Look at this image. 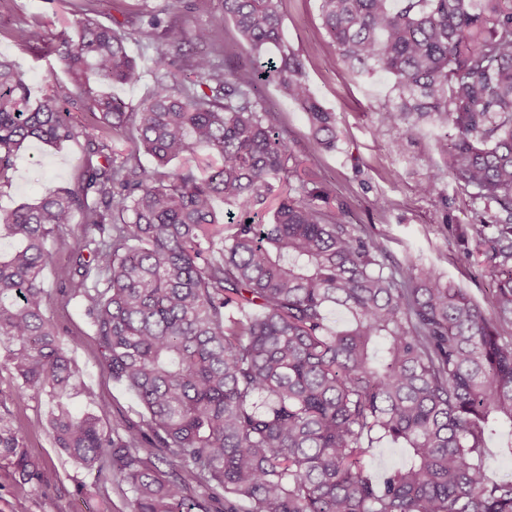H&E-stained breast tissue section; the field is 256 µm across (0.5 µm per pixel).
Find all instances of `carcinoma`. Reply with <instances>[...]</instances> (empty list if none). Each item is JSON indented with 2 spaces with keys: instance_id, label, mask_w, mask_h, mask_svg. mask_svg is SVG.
I'll return each mask as SVG.
<instances>
[{
  "instance_id": "cac0c4a2",
  "label": "carcinoma",
  "mask_w": 512,
  "mask_h": 512,
  "mask_svg": "<svg viewBox=\"0 0 512 512\" xmlns=\"http://www.w3.org/2000/svg\"><path fill=\"white\" fill-rule=\"evenodd\" d=\"M323 27L354 73L396 78L380 113L413 139L435 126L445 168L420 185L440 195L442 174L485 208L475 229L496 283L487 306L433 268L385 263L384 245L330 209L331 190L299 162L262 90L275 85L307 112L310 150L336 143V123L282 38L283 0H221L252 52V70L224 65L217 33L192 34L152 14L137 34L163 71L138 122L105 86L138 77L127 37L89 17L78 40L54 45L75 96L31 99L15 63L0 54V185L31 142L86 141L76 188L50 190L3 216L18 242L0 258V342L22 387L54 397L75 371L43 302L48 241L82 224L68 287L95 308L104 367L143 406L150 432L105 426L56 405L57 447L98 475L124 481L132 512H182L186 478L224 512H512V479L490 475L488 442L507 431L512 454V0H319ZM211 47L186 55L187 39ZM76 100L104 124L77 128ZM453 137H448V128ZM134 153L114 156L111 137ZM206 150L207 175L172 160ZM152 156L145 168L137 153ZM269 223L255 221L274 183ZM230 209L219 221L216 198ZM491 233H486V228ZM344 328L328 326L334 310ZM408 451L376 476L382 441ZM167 449L186 474L174 479L144 457ZM0 461L23 483L41 463L0 419Z\"/></svg>"
}]
</instances>
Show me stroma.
I'll return each mask as SVG.
<instances>
[{
	"label": "stroma",
	"mask_w": 512,
	"mask_h": 512,
	"mask_svg": "<svg viewBox=\"0 0 512 512\" xmlns=\"http://www.w3.org/2000/svg\"><path fill=\"white\" fill-rule=\"evenodd\" d=\"M158 12L181 19L186 30L217 28L224 58L238 71L251 69L253 56L232 22L225 20L220 0H0V54L21 70L33 96L66 88L70 79L53 53L54 36L71 29L74 18L88 15L111 25L128 39L139 76L131 84L113 87L128 111H139L149 98L154 76L147 50L135 29L142 16ZM283 38L305 63L306 77L316 99L336 117V146L307 153L309 122L306 112L267 86L263 98L276 112L279 129L287 134L295 153L333 189L346 221L365 228L383 242L388 260L401 265L424 263L477 302H484L492 281L477 255V238L484 205L470 191L445 180L442 196L428 197L419 183L443 159L431 126H423L404 151L394 144L397 127L380 128L379 113L392 90L393 76L352 73L337 63V49L327 36L318 0H284ZM38 27L42 44L32 48L14 37L17 29ZM86 167L84 140L55 148L35 142L22 151L10 172L9 184L0 186V215L33 204L57 186H78ZM80 225H71L49 242L50 258L42 277L47 291L44 309L58 330L76 371L73 389L62 400L48 393L21 388L13 371L0 368V417L24 438L29 453L40 460L38 481L20 484L13 467L0 461V512H131L132 495L119 477L106 480L85 469L57 448L49 418L57 403L76 415L91 411L104 424L145 428L146 414L124 385L112 380L101 364V348L90 302L68 287Z\"/></svg>",
	"instance_id": "35a3bbf8"
}]
</instances>
